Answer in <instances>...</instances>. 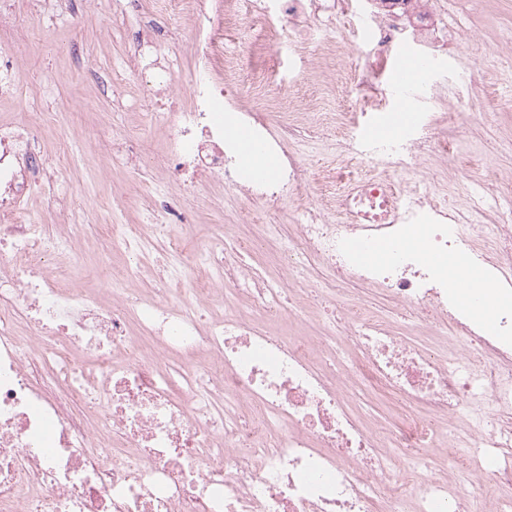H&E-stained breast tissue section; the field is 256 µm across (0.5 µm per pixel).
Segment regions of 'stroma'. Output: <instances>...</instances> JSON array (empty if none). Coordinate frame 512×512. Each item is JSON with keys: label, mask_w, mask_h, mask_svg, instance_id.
I'll list each match as a JSON object with an SVG mask.
<instances>
[{"label": "stroma", "mask_w": 512, "mask_h": 512, "mask_svg": "<svg viewBox=\"0 0 512 512\" xmlns=\"http://www.w3.org/2000/svg\"><path fill=\"white\" fill-rule=\"evenodd\" d=\"M12 3L16 27L0 39V50L21 44L25 53L14 59L21 76L16 97H0V125L19 121L27 111L40 112L45 125L37 134L46 151L54 150L66 126L81 130L87 144L75 165L55 172L24 209L50 231L67 220L81 225L83 258L93 266L112 254L109 239L98 234L99 224L136 222L140 181L165 177L163 168L136 172L126 162L135 149L162 153L168 137L167 128L147 125L154 105L126 68L146 2L126 0L116 14L111 0H75L81 14L76 23L65 15H44L37 0ZM445 22L452 39L430 53L431 71L419 101L400 105L387 97L379 109L446 113L457 163L448 195L461 202L479 186L512 180V0H450ZM307 33L316 54L292 46L273 49L275 39L294 34L285 19L246 20L238 29L225 30L221 43L225 53L240 60L242 88H249L252 74L262 73L272 86L288 87L293 107L315 97L319 111L350 112L355 125L366 126L341 82L346 75L360 79L366 74L370 48L360 30L322 18L311 21ZM90 61L101 76L112 77L119 97L103 94L86 78L83 69ZM57 193L81 198L82 207L72 218L59 213L53 200ZM243 208L223 185L200 182L189 202L190 224L175 233L185 248H194L212 234L218 215Z\"/></svg>", "instance_id": "stroma-1"}]
</instances>
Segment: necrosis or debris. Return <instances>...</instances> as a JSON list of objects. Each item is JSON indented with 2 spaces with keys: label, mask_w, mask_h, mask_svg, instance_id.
<instances>
[{
  "label": "necrosis or debris",
  "mask_w": 512,
  "mask_h": 512,
  "mask_svg": "<svg viewBox=\"0 0 512 512\" xmlns=\"http://www.w3.org/2000/svg\"><path fill=\"white\" fill-rule=\"evenodd\" d=\"M246 0L250 15L303 23L308 14L354 18L374 65L405 48L403 33L438 31L425 0ZM195 16L201 63L190 102L162 113L171 134L162 160L179 193L146 185L139 224L100 230L126 265L105 296L56 270L81 257L76 224L44 233L23 212L35 155L28 126L0 133V512H478L485 488L512 485V210L487 199L444 206L402 192L398 175L449 162L435 117L389 113L393 136L374 141L335 121L283 113L287 88L247 105L235 82L213 77L215 46L239 15L231 0H179ZM247 130L273 175L244 164L236 130ZM331 141L346 162L370 167L353 192L312 201V172L293 145ZM223 183L256 205L259 236L277 269L246 260L235 224H221L189 251L172 229L187 220L197 180ZM292 210L288 233L273 216ZM383 252L363 262L355 239ZM479 273L494 293L493 333L449 289ZM313 262L328 274L315 332L275 336L265 320L293 318L288 271ZM159 265L153 279L144 276ZM377 290L414 326L444 336L447 355L389 330L347 297ZM222 314L205 316L212 300ZM398 400L402 422L366 423L352 409L361 386ZM490 402L489 429L461 424L464 403ZM404 449L409 463L394 451ZM447 459L444 471L413 460Z\"/></svg>",
  "instance_id": "4bbe7bcc"
}]
</instances>
